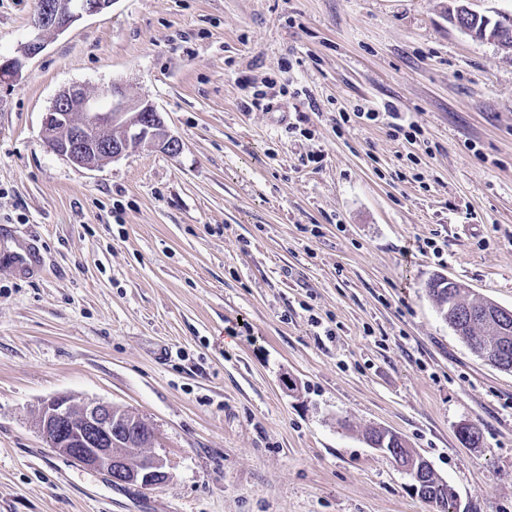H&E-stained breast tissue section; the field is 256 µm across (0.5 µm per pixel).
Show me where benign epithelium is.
Masks as SVG:
<instances>
[{"label": "benign epithelium", "instance_id": "benign-epithelium-1", "mask_svg": "<svg viewBox=\"0 0 512 512\" xmlns=\"http://www.w3.org/2000/svg\"><path fill=\"white\" fill-rule=\"evenodd\" d=\"M114 0H38L31 21L34 38L26 55L44 47L43 34L62 32L84 15H102ZM44 144L72 164L94 169L143 145L167 152L181 148L160 112L150 104L130 98L112 86L96 94L74 85L58 94L43 120ZM483 319L505 336L512 311L499 309ZM132 412L100 401L76 402L66 395L47 400L38 427L53 449L111 480L140 487L167 481L166 461L157 455L129 456L123 446L141 433Z\"/></svg>", "mask_w": 512, "mask_h": 512}]
</instances>
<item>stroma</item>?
Returning <instances> with one entry per match:
<instances>
[{"label":"stroma","instance_id":"35a3bbf8","mask_svg":"<svg viewBox=\"0 0 512 512\" xmlns=\"http://www.w3.org/2000/svg\"><path fill=\"white\" fill-rule=\"evenodd\" d=\"M452 4L114 0L27 59L36 0H0V60H24L0 85V255L27 262L0 263V512H434L373 427L452 512H512V371L426 292L512 309V51ZM115 84L178 154L88 170L44 145L60 92ZM57 395L141 415L170 479L54 451ZM430 475V485L426 490V494L420 496L427 503H435L442 508L441 512H449L450 506L454 499V492L447 483L439 479L432 470L428 469Z\"/></svg>","mask_w":512,"mask_h":512}]
</instances>
